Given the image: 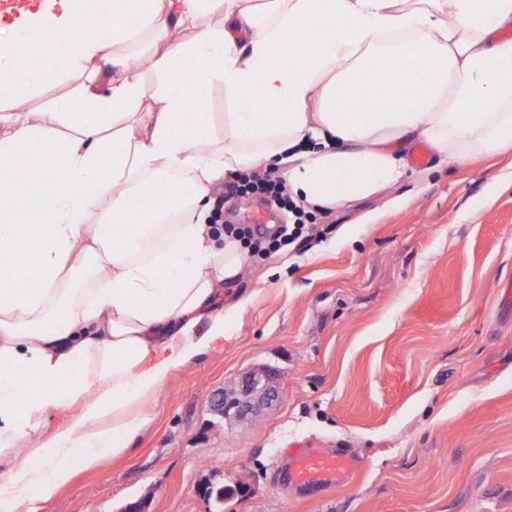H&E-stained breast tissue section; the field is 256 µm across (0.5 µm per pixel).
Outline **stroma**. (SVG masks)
<instances>
[{
    "label": "stroma",
    "mask_w": 512,
    "mask_h": 512,
    "mask_svg": "<svg viewBox=\"0 0 512 512\" xmlns=\"http://www.w3.org/2000/svg\"><path fill=\"white\" fill-rule=\"evenodd\" d=\"M512 151L411 163L408 177L331 212L321 249L246 264L224 346L177 370L128 450L77 470L43 512H512ZM279 397L243 422L209 410L245 371ZM287 448H347L343 486L274 480ZM234 488L205 497V484Z\"/></svg>",
    "instance_id": "35a3bbf8"
}]
</instances>
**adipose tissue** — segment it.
<instances>
[{
  "instance_id": "1",
  "label": "adipose tissue",
  "mask_w": 512,
  "mask_h": 512,
  "mask_svg": "<svg viewBox=\"0 0 512 512\" xmlns=\"http://www.w3.org/2000/svg\"><path fill=\"white\" fill-rule=\"evenodd\" d=\"M45 74L66 92L26 111ZM214 84L230 112L206 111ZM419 142L442 165L512 146V0H43L0 18V512H41L128 448L142 405L223 347L215 302L245 265L208 220L225 175L274 164L298 204L342 210L401 182Z\"/></svg>"
}]
</instances>
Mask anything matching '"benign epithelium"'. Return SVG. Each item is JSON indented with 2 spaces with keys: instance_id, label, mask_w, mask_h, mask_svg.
I'll return each instance as SVG.
<instances>
[{
  "instance_id": "7a95c632",
  "label": "benign epithelium",
  "mask_w": 512,
  "mask_h": 512,
  "mask_svg": "<svg viewBox=\"0 0 512 512\" xmlns=\"http://www.w3.org/2000/svg\"><path fill=\"white\" fill-rule=\"evenodd\" d=\"M278 373L268 366L247 372L237 387L216 391L210 400L211 411L220 418L241 420L278 395Z\"/></svg>"
}]
</instances>
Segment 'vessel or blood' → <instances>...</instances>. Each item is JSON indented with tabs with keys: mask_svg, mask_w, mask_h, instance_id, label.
Wrapping results in <instances>:
<instances>
[{
	"mask_svg": "<svg viewBox=\"0 0 512 512\" xmlns=\"http://www.w3.org/2000/svg\"><path fill=\"white\" fill-rule=\"evenodd\" d=\"M282 458L278 482L303 491L344 483L358 468L356 457L346 449L288 448Z\"/></svg>",
	"mask_w": 512,
	"mask_h": 512,
	"instance_id": "1",
	"label": "vessel or blood"
}]
</instances>
